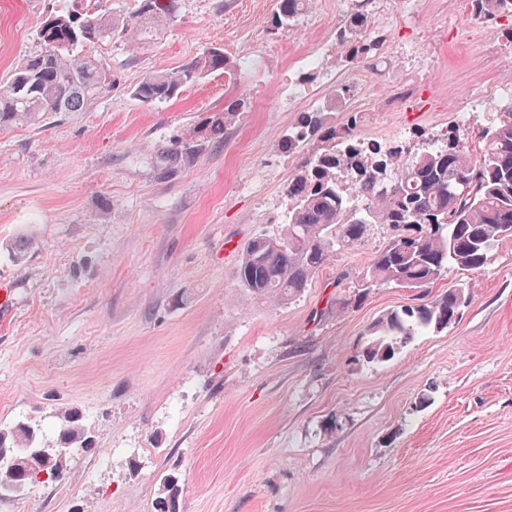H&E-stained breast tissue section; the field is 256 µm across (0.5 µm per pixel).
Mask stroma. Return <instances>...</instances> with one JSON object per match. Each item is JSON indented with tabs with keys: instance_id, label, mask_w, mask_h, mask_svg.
I'll list each match as a JSON object with an SVG mask.
<instances>
[{
	"instance_id": "stroma-1",
	"label": "stroma",
	"mask_w": 512,
	"mask_h": 512,
	"mask_svg": "<svg viewBox=\"0 0 512 512\" xmlns=\"http://www.w3.org/2000/svg\"><path fill=\"white\" fill-rule=\"evenodd\" d=\"M75 0H0V81L41 49L44 21ZM279 0H179L174 22L144 48H91L111 90L80 112L0 128V284L13 312L0 325V427L24 420L59 445L63 412L92 437L61 477L41 478L0 512H158L180 479V512H512V237L477 270L428 288L372 289L337 310L390 241L370 225L297 297L261 299L237 284L246 244L277 235L301 159L280 139L326 104L360 63L328 64L289 95L284 71L336 40L355 0H314L310 18L274 28ZM442 36L423 48L425 30ZM385 95L425 59L431 86L416 111L384 112L347 93L332 117H363L362 137L442 130L459 98L482 101L512 72V19L472 25L448 0H392ZM236 69L144 106L135 86L203 48ZM249 102L225 130L226 103ZM36 241L15 257L14 243ZM468 301L443 330L390 360L362 349L387 312L454 285Z\"/></svg>"
}]
</instances>
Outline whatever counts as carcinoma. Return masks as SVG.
Instances as JSON below:
<instances>
[{
  "instance_id": "1",
  "label": "carcinoma",
  "mask_w": 512,
  "mask_h": 512,
  "mask_svg": "<svg viewBox=\"0 0 512 512\" xmlns=\"http://www.w3.org/2000/svg\"><path fill=\"white\" fill-rule=\"evenodd\" d=\"M178 0H137L129 16L103 11L100 0H78L74 14L48 19L39 32L41 50L17 65L0 85V127L35 123L57 112H80L110 91L112 74L82 47L101 45L114 37L140 48L175 18ZM485 18L512 16V0H475ZM311 0H280L274 18L278 28L295 25ZM365 14L358 10L342 23L343 42L358 48L353 60L371 61L374 46L362 39ZM233 65L218 47L204 49L181 68L147 75L133 91L146 106L173 99L197 79ZM246 101L237 98L213 120L219 131L229 125ZM361 116L353 112L340 123L319 108L305 112L281 140L290 152L304 157L286 193L291 201L284 230L260 234L247 244L236 271L239 287L263 297L288 300L305 291L312 277L336 251L361 242L371 224H386L392 237L358 282L356 301L384 286L427 288L448 270L482 268L499 241L512 237V106L492 123L480 158L452 137L438 150L408 152L367 144L358 132ZM347 174L341 182L336 171ZM359 194L365 206L352 205ZM467 302L464 288L451 287L434 299L393 310L373 326V338L362 356L369 363L395 356L425 329H443ZM58 437L67 455L90 449L91 439L76 413L60 418ZM0 497L13 494L19 483L41 474L59 477L63 463L54 449L38 443L37 428L18 422L0 429ZM159 512H180L179 479L163 481Z\"/></svg>"
}]
</instances>
